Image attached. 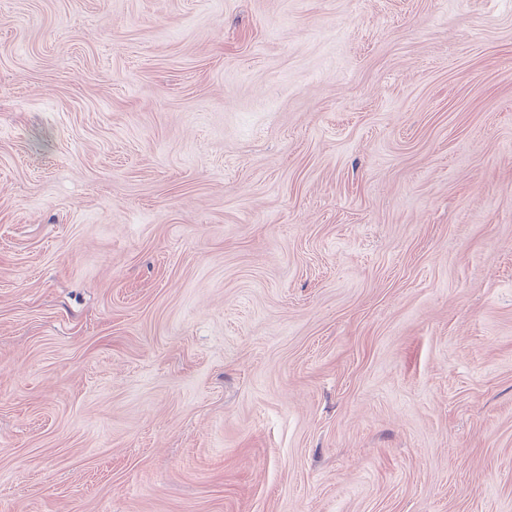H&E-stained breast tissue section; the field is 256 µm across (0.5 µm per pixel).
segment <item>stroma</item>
<instances>
[{
    "instance_id": "35a3bbf8",
    "label": "stroma",
    "mask_w": 512,
    "mask_h": 512,
    "mask_svg": "<svg viewBox=\"0 0 512 512\" xmlns=\"http://www.w3.org/2000/svg\"><path fill=\"white\" fill-rule=\"evenodd\" d=\"M0 512H512V0H0Z\"/></svg>"
}]
</instances>
